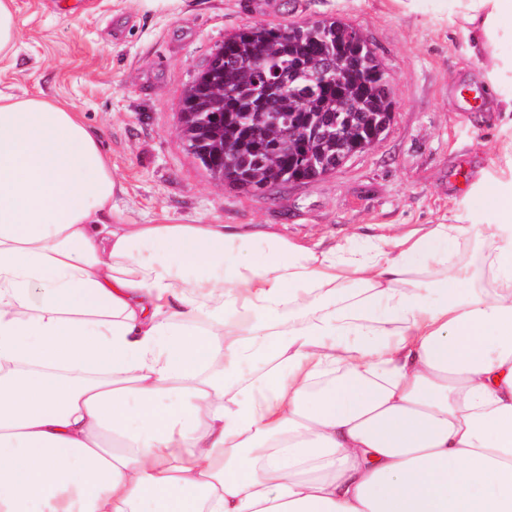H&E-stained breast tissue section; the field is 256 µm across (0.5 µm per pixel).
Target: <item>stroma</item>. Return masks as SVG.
Masks as SVG:
<instances>
[{
	"label": "stroma",
	"mask_w": 512,
	"mask_h": 512,
	"mask_svg": "<svg viewBox=\"0 0 512 512\" xmlns=\"http://www.w3.org/2000/svg\"><path fill=\"white\" fill-rule=\"evenodd\" d=\"M21 38L0 89L74 105L125 189L128 224H240L326 249L392 225L472 216L477 180L504 177L512 112H462L483 83L461 36L396 0H16ZM337 17L377 51L394 98L385 136L335 172L263 194L215 185L178 132L179 96L226 35L262 22Z\"/></svg>",
	"instance_id": "1"
}]
</instances>
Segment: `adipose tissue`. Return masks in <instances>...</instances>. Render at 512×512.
Wrapping results in <instances>:
<instances>
[{
	"instance_id": "1",
	"label": "adipose tissue",
	"mask_w": 512,
	"mask_h": 512,
	"mask_svg": "<svg viewBox=\"0 0 512 512\" xmlns=\"http://www.w3.org/2000/svg\"><path fill=\"white\" fill-rule=\"evenodd\" d=\"M432 13L512 112V0ZM122 192L80 112L0 92V512H512V179L327 250Z\"/></svg>"
}]
</instances>
